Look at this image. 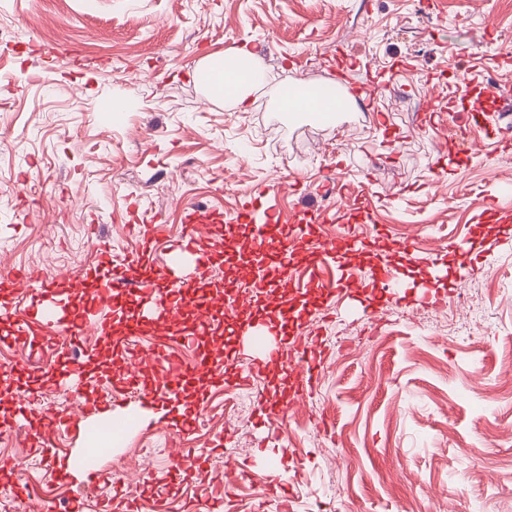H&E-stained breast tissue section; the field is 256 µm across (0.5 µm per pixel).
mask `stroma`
<instances>
[{
    "label": "stroma",
    "instance_id": "stroma-1",
    "mask_svg": "<svg viewBox=\"0 0 512 512\" xmlns=\"http://www.w3.org/2000/svg\"><path fill=\"white\" fill-rule=\"evenodd\" d=\"M0 272L31 280L96 265L101 249L138 262L126 211L160 216L164 263L192 207L236 219L246 193L270 191L251 213L291 231L309 208L325 239H397L329 263L321 293L292 256L274 277L301 311L320 366L306 399L268 424L256 390L281 392L271 367L251 388L204 371L175 401L162 378L140 403L125 366L139 350L171 349L132 310L112 312L111 338L84 329L81 394L28 367L35 338L0 320V433L15 437L0 469V512L36 497L48 512H512V221L488 210L512 188L499 152L512 124V16L498 0H0ZM57 54H50V47ZM254 51L265 80L246 108L210 98L201 60ZM332 90L384 88L373 107L334 115L286 112L279 97L308 72ZM468 84V96L457 95ZM124 111L109 113L114 100ZM473 255L457 265L454 246ZM239 253L214 257L199 289L240 293L233 324L276 330L280 307L251 284ZM395 266L400 297L338 296L341 276ZM181 327L193 362L227 348L233 324L215 309ZM83 410L40 454L48 412ZM123 427L97 479L61 475L56 456H84L105 421ZM198 458L172 484L176 445Z\"/></svg>",
    "mask_w": 512,
    "mask_h": 512
}]
</instances>
